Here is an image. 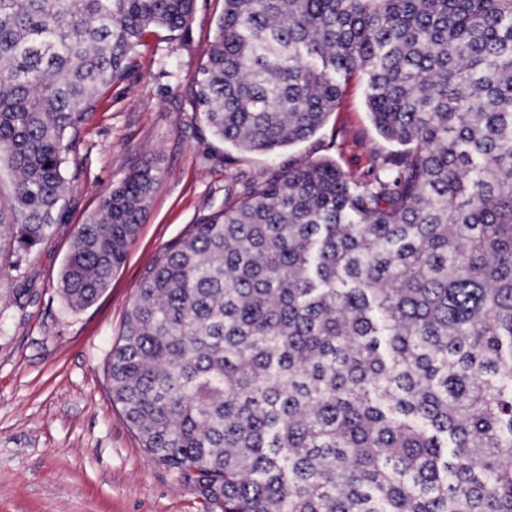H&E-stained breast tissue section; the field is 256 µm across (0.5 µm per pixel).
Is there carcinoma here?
I'll return each instance as SVG.
<instances>
[{"label": "carcinoma", "mask_w": 512, "mask_h": 512, "mask_svg": "<svg viewBox=\"0 0 512 512\" xmlns=\"http://www.w3.org/2000/svg\"><path fill=\"white\" fill-rule=\"evenodd\" d=\"M195 2L0 0L17 250L63 218L69 132ZM358 73L405 150L366 182L290 161L170 244L112 400L219 512H512V0H224L188 87L215 138L277 155ZM157 179L134 170L78 226L70 308L109 286Z\"/></svg>", "instance_id": "carcinoma-1"}]
</instances>
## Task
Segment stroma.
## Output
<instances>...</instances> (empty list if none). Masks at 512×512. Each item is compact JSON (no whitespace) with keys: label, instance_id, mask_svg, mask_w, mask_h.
<instances>
[{"label":"stroma","instance_id":"obj_1","mask_svg":"<svg viewBox=\"0 0 512 512\" xmlns=\"http://www.w3.org/2000/svg\"><path fill=\"white\" fill-rule=\"evenodd\" d=\"M223 10L224 0H196L185 41L149 39L125 78L101 91L72 133L71 191L51 235L25 253L0 233V512H216L141 447L112 401L105 365L143 276L171 243L287 161L332 160L360 180L373 156L402 150L374 126L362 74L343 84L312 137L278 156L214 139L186 84ZM148 161L160 176L124 264L91 306L69 308L58 282L79 224Z\"/></svg>","mask_w":512,"mask_h":512}]
</instances>
